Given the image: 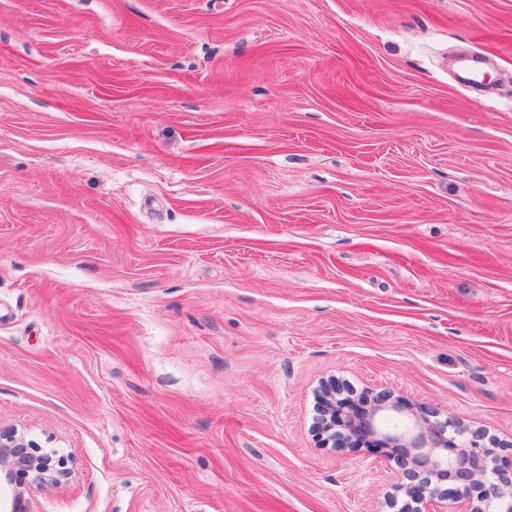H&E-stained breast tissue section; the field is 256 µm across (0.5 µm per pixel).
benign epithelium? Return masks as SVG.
<instances>
[{"instance_id": "7a95c632", "label": "benign epithelium", "mask_w": 512, "mask_h": 512, "mask_svg": "<svg viewBox=\"0 0 512 512\" xmlns=\"http://www.w3.org/2000/svg\"><path fill=\"white\" fill-rule=\"evenodd\" d=\"M314 430L322 448L362 451L387 462L395 482L390 504L398 512H512V458L486 430L432 411L407 410L390 396L356 393L330 379L320 384ZM68 458L23 432H0V512H28L25 492L55 485L69 474Z\"/></svg>"}]
</instances>
